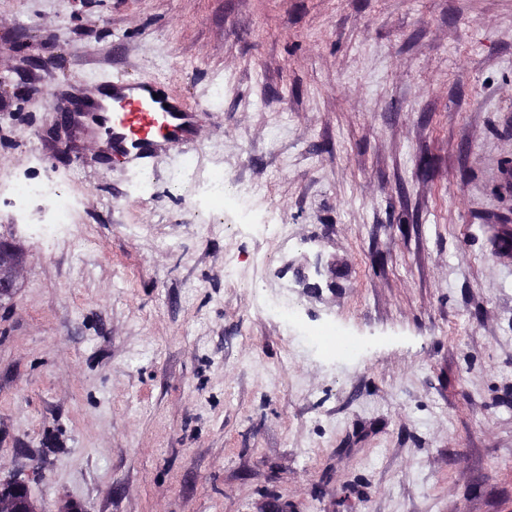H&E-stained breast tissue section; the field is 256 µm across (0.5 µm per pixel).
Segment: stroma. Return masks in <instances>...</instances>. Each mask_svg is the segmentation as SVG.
<instances>
[{
    "mask_svg": "<svg viewBox=\"0 0 512 512\" xmlns=\"http://www.w3.org/2000/svg\"><path fill=\"white\" fill-rule=\"evenodd\" d=\"M122 78L223 211L61 120ZM30 177L73 222L0 203V473L46 512H512V0H0ZM174 186L181 187L186 183H194L201 201L215 209L223 211L224 198L232 193L229 179L221 170H216L204 178H200L197 164L193 157H186L171 173Z\"/></svg>",
    "mask_w": 512,
    "mask_h": 512,
    "instance_id": "stroma-1",
    "label": "stroma"
}]
</instances>
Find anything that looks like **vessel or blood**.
<instances>
[{"label":"vessel or blood","instance_id":"vessel-or-blood-1","mask_svg":"<svg viewBox=\"0 0 512 512\" xmlns=\"http://www.w3.org/2000/svg\"><path fill=\"white\" fill-rule=\"evenodd\" d=\"M77 120L96 133L98 153L129 163L160 150L195 146L198 137L194 113L166 104L151 84L135 79L114 84L111 105L92 104Z\"/></svg>","mask_w":512,"mask_h":512}]
</instances>
